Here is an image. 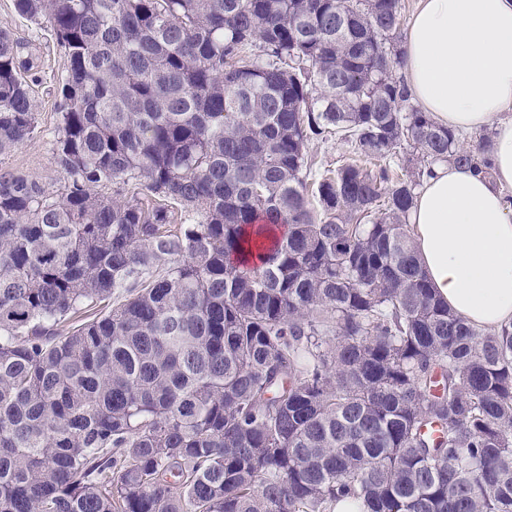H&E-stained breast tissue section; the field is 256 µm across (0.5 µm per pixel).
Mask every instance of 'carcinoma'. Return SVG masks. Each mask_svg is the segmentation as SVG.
<instances>
[{
	"instance_id": "cac0c4a2",
	"label": "carcinoma",
	"mask_w": 512,
	"mask_h": 512,
	"mask_svg": "<svg viewBox=\"0 0 512 512\" xmlns=\"http://www.w3.org/2000/svg\"><path fill=\"white\" fill-rule=\"evenodd\" d=\"M14 8L67 69L59 188L0 169V512H512V329L437 298L408 223L492 138L393 75L402 0ZM39 66L0 26V155ZM312 155L313 172L336 167V162L346 160L353 154L350 144L343 142L332 135L323 139H314L309 145Z\"/></svg>"
}]
</instances>
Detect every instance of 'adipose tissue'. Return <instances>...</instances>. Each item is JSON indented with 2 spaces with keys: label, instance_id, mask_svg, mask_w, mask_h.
Here are the masks:
<instances>
[{
  "label": "adipose tissue",
  "instance_id": "1",
  "mask_svg": "<svg viewBox=\"0 0 512 512\" xmlns=\"http://www.w3.org/2000/svg\"><path fill=\"white\" fill-rule=\"evenodd\" d=\"M413 100L458 132L495 130L492 176L443 163L410 212L438 298L479 329L512 323V0H420L403 43Z\"/></svg>",
  "mask_w": 512,
  "mask_h": 512
}]
</instances>
